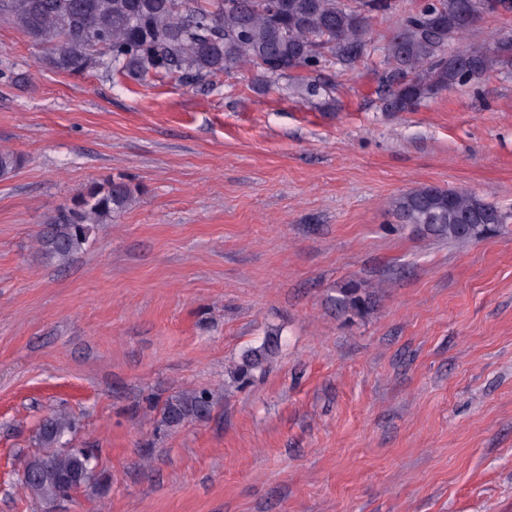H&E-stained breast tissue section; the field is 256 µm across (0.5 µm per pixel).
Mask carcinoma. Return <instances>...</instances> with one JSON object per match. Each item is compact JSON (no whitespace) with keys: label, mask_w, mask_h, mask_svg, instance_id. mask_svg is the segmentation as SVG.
<instances>
[{"label":"carcinoma","mask_w":512,"mask_h":512,"mask_svg":"<svg viewBox=\"0 0 512 512\" xmlns=\"http://www.w3.org/2000/svg\"><path fill=\"white\" fill-rule=\"evenodd\" d=\"M465 0H420L390 30L382 48L386 69L378 85L385 110L413 112L427 98L455 86L477 83L486 74L512 68V36L449 49L482 18L480 0H470L474 16H463ZM392 8L391 0H0V21L22 31L41 47L56 70L141 82L175 78L202 84L229 69L250 66L257 90L288 78L301 99L324 91L321 75L330 68L356 70L364 56L370 19ZM24 162L0 151V179ZM136 189L122 178L94 183L51 215L39 233L44 254L68 263L88 242L97 224H107L135 200ZM390 209L416 234L456 242L482 239L512 216L472 192L421 185L393 198ZM472 229L465 230L463 225ZM373 292L350 281L340 287L336 308L356 315L369 309ZM279 331L249 351L235 368L244 381L277 347ZM212 393L202 389L172 397L163 408L174 427L207 414ZM75 429L67 415L52 412L38 432L40 450L25 463L20 483L42 500L65 498L96 478L93 457L66 449L62 439Z\"/></svg>","instance_id":"obj_1"}]
</instances>
